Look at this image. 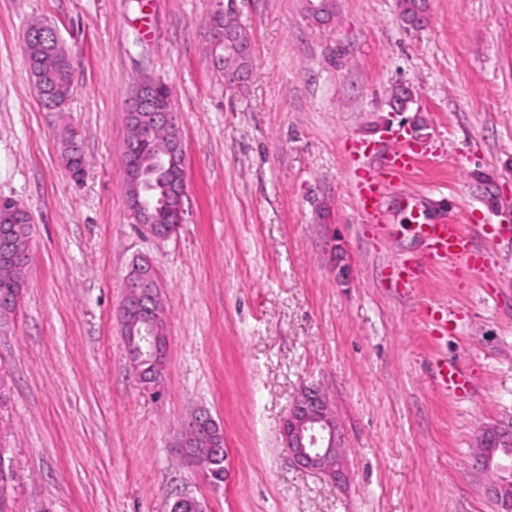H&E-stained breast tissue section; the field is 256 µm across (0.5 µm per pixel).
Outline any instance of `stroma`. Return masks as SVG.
<instances>
[{"mask_svg":"<svg viewBox=\"0 0 512 512\" xmlns=\"http://www.w3.org/2000/svg\"><path fill=\"white\" fill-rule=\"evenodd\" d=\"M228 10L253 52L234 90L208 43ZM35 20L72 59L60 112L26 65ZM144 75L170 86L185 150V222L164 240L125 192L124 105ZM400 83L422 138L390 111ZM65 126L88 161L79 181L60 160ZM403 147L416 168L388 190L385 222L366 223L362 152ZM0 195L29 211L33 255L0 325V512H170L185 493L206 512H500L474 448L512 418V0H428L420 28L399 0H336L323 26L302 0H0ZM410 204L461 224L483 270L442 261L401 287L392 261L428 251ZM141 254L168 339L158 396L136 384L119 328ZM438 361L471 390L440 389ZM310 385L340 426L339 481L282 441ZM199 409L224 431L220 487L174 448Z\"/></svg>","mask_w":512,"mask_h":512,"instance_id":"obj_1","label":"stroma"}]
</instances>
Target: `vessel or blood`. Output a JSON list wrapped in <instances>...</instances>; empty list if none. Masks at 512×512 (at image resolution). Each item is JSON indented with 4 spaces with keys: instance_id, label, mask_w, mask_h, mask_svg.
Wrapping results in <instances>:
<instances>
[{
    "instance_id": "obj_1",
    "label": "vessel or blood",
    "mask_w": 512,
    "mask_h": 512,
    "mask_svg": "<svg viewBox=\"0 0 512 512\" xmlns=\"http://www.w3.org/2000/svg\"><path fill=\"white\" fill-rule=\"evenodd\" d=\"M415 162L414 152L401 149L394 152L383 165L370 171L357 194L360 215L370 223H382L385 218L388 188L395 180L409 172ZM421 235L427 243L429 252L422 261H404L397 265L396 272L402 287H411L427 265L440 261L458 263L477 271L482 269L483 261L474 251L472 241L461 225L443 221L425 224L421 227ZM435 378L443 390L451 393L469 387L466 375L458 367L445 362L437 364Z\"/></svg>"
}]
</instances>
